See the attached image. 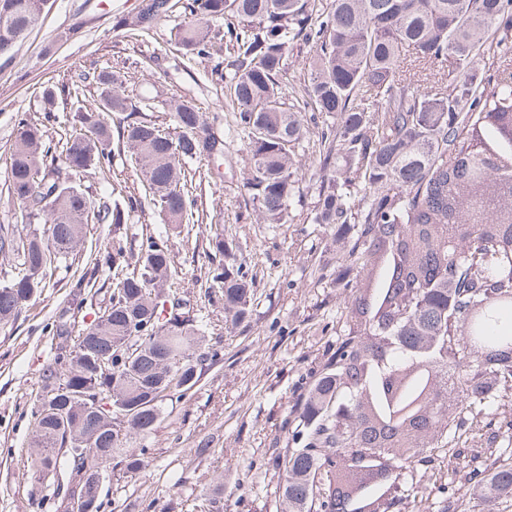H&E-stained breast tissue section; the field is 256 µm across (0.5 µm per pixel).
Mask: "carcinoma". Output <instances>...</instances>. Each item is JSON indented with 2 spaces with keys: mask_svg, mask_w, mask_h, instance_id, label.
Masks as SVG:
<instances>
[{
  "mask_svg": "<svg viewBox=\"0 0 512 512\" xmlns=\"http://www.w3.org/2000/svg\"><path fill=\"white\" fill-rule=\"evenodd\" d=\"M42 4L0 0V58L26 38ZM172 7L141 0L115 28L149 31ZM184 10L192 21L174 41L187 60L223 56L211 29L219 19L236 53L224 81L233 125L248 139L252 167L243 188L256 223H286L298 183L304 113L286 106L282 82L293 42L312 49L304 107L336 118L322 133L323 160L309 184L315 220L359 225L342 258L381 286L380 302L350 280L336 282L352 299V326L292 430L282 498L288 512H351L341 495L319 501L315 479L323 468L332 487L346 449L376 447L367 411L393 438L389 456L400 480L461 429V414L489 402L495 385L512 384V0H332L321 13L309 0H187ZM439 65L447 71L428 76ZM124 82L106 67L83 69L62 85L75 100L93 85L99 98L79 106L59 151L44 139L45 124L60 123L54 92L45 90L43 122L20 121L10 152L11 195L43 227L0 224V260L14 264L0 282L1 324L17 320L33 293L84 248L89 223L125 225L140 239L138 270L124 272V243L115 239L74 282L79 291L103 277L112 292L73 348L67 311L50 327L54 355L30 409L31 466L42 475L80 474L78 448L103 470L116 457L138 470L129 436L115 438L86 397H112L113 414L146 437L166 401L199 378L194 354L205 330L196 313L167 314L157 298L178 276L169 234L199 222L186 164L224 157L225 136L188 100L171 104L174 136L135 118L153 109L154 98L132 101ZM104 106L125 114L119 138L141 190L124 205L107 187L93 201L81 184L84 174L112 168ZM144 199L159 209L165 234L131 224ZM396 241L406 250L401 263L392 254ZM207 281L224 301L225 321L244 320L250 285L242 266H213ZM100 359L112 367L101 369ZM417 369L431 374L433 388L407 429L408 416L382 412L398 395L380 393L388 375ZM474 476L473 496L512 499V457Z\"/></svg>",
  "mask_w": 512,
  "mask_h": 512,
  "instance_id": "1",
  "label": "carcinoma"
}]
</instances>
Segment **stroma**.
<instances>
[{
    "mask_svg": "<svg viewBox=\"0 0 512 512\" xmlns=\"http://www.w3.org/2000/svg\"><path fill=\"white\" fill-rule=\"evenodd\" d=\"M140 0H45L36 25L0 59V224L25 226L7 175L19 119H38L43 92L56 87V107L73 114L61 93L75 70H124L126 95L154 97L155 114L169 115L174 99L192 101L216 128L232 121L224 83L213 61L183 63L172 28L185 22L183 9L144 36L115 31L116 20L133 16ZM155 65H147V57ZM251 161L246 137L228 139L219 177L196 181L191 192L200 215L189 235L168 241L182 271L178 295L210 321L198 383L169 401L148 437L133 436L130 451H143V465L128 471L113 461L105 474L100 512H281L284 455L296 410L325 372L337 341L350 327L351 310L336 282L363 274L340 258L338 238L352 227L315 223L317 198L303 190L287 223L258 224L243 184ZM223 229L236 259L253 278L247 321L226 324L224 304L209 295L203 273L210 263L207 239ZM86 263L77 258L24 305L18 319L0 325V512H60L54 478H39L30 466L27 414L41 391L42 370L51 356L46 332L74 300L70 286ZM472 438H455L416 463L412 476L441 512L440 485L454 486V512H512V500L496 504L473 498L475 471L512 456V390L490 408L467 415Z\"/></svg>",
    "mask_w": 512,
    "mask_h": 512,
    "instance_id": "35a3bbf8",
    "label": "stroma"
}]
</instances>
